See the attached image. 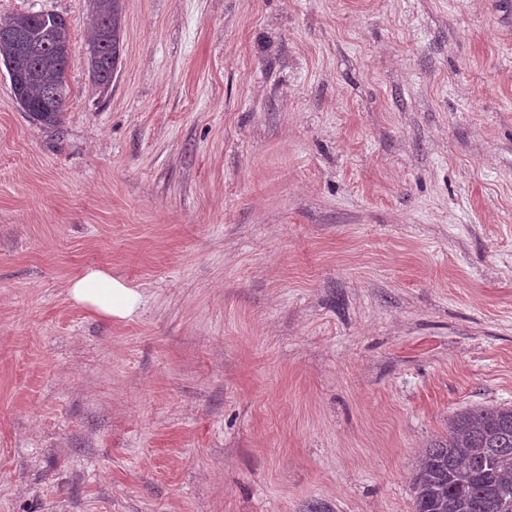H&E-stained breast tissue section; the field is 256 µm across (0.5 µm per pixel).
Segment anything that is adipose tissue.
<instances>
[{"instance_id":"1","label":"adipose tissue","mask_w":512,"mask_h":512,"mask_svg":"<svg viewBox=\"0 0 512 512\" xmlns=\"http://www.w3.org/2000/svg\"><path fill=\"white\" fill-rule=\"evenodd\" d=\"M70 299L77 305L113 321L135 317L143 304V293L124 278L89 266L67 283Z\"/></svg>"}]
</instances>
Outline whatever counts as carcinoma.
I'll return each mask as SVG.
<instances>
[{
	"mask_svg": "<svg viewBox=\"0 0 512 512\" xmlns=\"http://www.w3.org/2000/svg\"><path fill=\"white\" fill-rule=\"evenodd\" d=\"M94 35L87 47L91 84L109 88L120 56L119 0H93ZM9 26L38 45L32 53L0 36V64L12 93L24 97L29 116L60 123L70 94L71 33L56 13L4 16ZM414 512H512V407L476 406L453 416L448 433L419 454L412 475Z\"/></svg>",
	"mask_w": 512,
	"mask_h": 512,
	"instance_id": "cac0c4a2",
	"label": "carcinoma"
}]
</instances>
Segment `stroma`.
<instances>
[{
  "mask_svg": "<svg viewBox=\"0 0 512 512\" xmlns=\"http://www.w3.org/2000/svg\"><path fill=\"white\" fill-rule=\"evenodd\" d=\"M62 121L0 69V512H413L512 406V0H121ZM88 266L130 321L68 296ZM119 0H93L94 35L87 47L91 84L105 91L112 84L120 56ZM70 299L77 305L113 321L135 317L143 304V293L124 278L88 266L67 283Z\"/></svg>",
  "mask_w": 512,
  "mask_h": 512,
  "instance_id": "35a3bbf8",
  "label": "stroma"
}]
</instances>
